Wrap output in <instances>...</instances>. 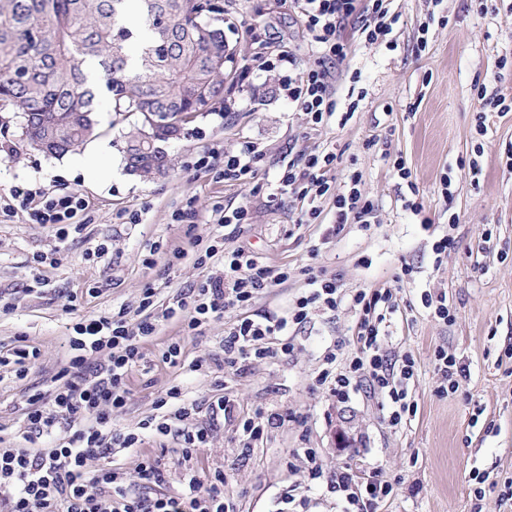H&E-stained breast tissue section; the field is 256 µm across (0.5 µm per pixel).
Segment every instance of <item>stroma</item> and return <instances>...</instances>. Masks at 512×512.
I'll return each instance as SVG.
<instances>
[{
    "label": "stroma",
    "instance_id": "1",
    "mask_svg": "<svg viewBox=\"0 0 512 512\" xmlns=\"http://www.w3.org/2000/svg\"><path fill=\"white\" fill-rule=\"evenodd\" d=\"M220 2L236 63L226 70L223 103L197 113L178 138L164 143L173 160L167 174L145 178L127 170L126 135L142 127L144 117L113 112L107 89L99 91L94 119L97 140L110 149L108 178L76 168L77 152L55 158L29 147L23 115L0 112V210L11 203L10 188L17 183L75 191L89 203L85 224L63 241L55 226L31 223L26 212L0 219V348L13 347L22 336L40 351L25 379L0 369V432L8 436L16 428L24 392L46 387L59 371L76 317L107 315L119 306L136 310L149 286L168 303L210 274V267L197 266L184 226L173 221L175 210L193 201L196 233L207 238L216 231V207L245 205L253 221L241 226L232 245L290 272L286 283L258 295L253 312L287 315L305 291L301 270L308 265L338 275L347 292L392 284L402 267L412 268V280L400 285V307L388 322L386 342L392 353L409 352L417 360L409 384L415 416L393 429L366 392L340 402L317 386L326 348L351 334L355 317L344 305L312 311L306 323L290 328L292 356L252 363L243 374L222 363L224 333L238 312H225L191 336L178 320L162 322L144 346L145 359L132 374L130 400L116 413V427H135L172 384L203 400L217 394L221 381L235 401V416L219 421L191 464L224 471L239 512H281L288 493L294 512H341L326 481L309 480L296 454L300 448L317 449L326 476L347 465L364 474L380 469L398 485L380 512H471L478 487L483 512H512V499L502 496L512 483V166L506 154L512 111L488 113L485 132H478L480 104L473 90L479 81L512 92V69L497 68L500 59L512 58V0H496L487 14L473 0H387L389 14L398 18L391 50L366 45L358 23L347 24L342 36L352 52L336 82L338 109L316 129L279 91L274 76L250 63L269 46L291 50L301 67L314 65L317 55L288 0ZM430 13L435 23H426ZM246 141L267 153L254 179L224 183L194 169L203 152H235ZM318 147L338 157L336 188H343L348 174H361V189L377 207L371 230L351 224L326 245L331 202H324L319 222L303 224L300 202L270 200L289 153ZM399 158L410 179L399 177ZM414 197L424 206L422 214L405 206ZM132 210L141 211V223H124ZM452 215L459 218L453 227ZM426 217L432 228L422 226ZM447 232L457 246L440 259L433 244ZM155 245L156 255L150 252ZM177 248L185 249V258L167 264V252ZM40 254L47 261L39 265L34 258ZM425 292L446 295L451 323L430 316L421 303ZM175 340L183 348L180 367L161 360ZM439 347L469 368L458 392L447 397L436 392L433 355ZM195 360L200 369L189 370ZM258 411H294L302 420L274 423L266 441L242 448L239 419ZM476 472L482 484L473 481Z\"/></svg>",
    "mask_w": 512,
    "mask_h": 512
}]
</instances>
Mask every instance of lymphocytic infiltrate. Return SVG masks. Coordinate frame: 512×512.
I'll return each mask as SVG.
<instances>
[{
	"label": "lymphocytic infiltrate",
	"instance_id": "f902f5d3",
	"mask_svg": "<svg viewBox=\"0 0 512 512\" xmlns=\"http://www.w3.org/2000/svg\"><path fill=\"white\" fill-rule=\"evenodd\" d=\"M312 45L316 65L300 68L295 54L285 49L267 50L254 57L259 68L280 75L282 92L303 112L312 127L323 126L336 111L332 80L348 59L351 48L340 36L349 21L362 23L365 41L383 45L393 21L385 0H292ZM265 155L251 142L235 153L200 155L194 166L225 181L255 178ZM337 156L326 150H303L282 167L277 181L279 194L309 203L308 215H321L319 199L333 201V235L350 224L370 228L376 207L359 187L358 174H350L344 191H336L330 173ZM11 196L34 224H69L88 204L75 192L49 195L17 184ZM222 235L211 236L196 253L198 265L222 257V274L209 276L191 289L176 306L156 311V292L145 288L137 313L126 309L109 316L80 318L73 325L70 354L47 390L26 393L18 435L24 447H0V512H236L227 493L222 472L194 469L182 474L184 489L170 495L164 488L171 463L165 456L142 451L145 435L178 440V454L190 459L205 447L210 425L232 415L233 402L217 394L206 400H186L180 385H173L153 402V412L132 429L112 426L114 414L130 398V375L143 359L142 346L154 338L160 318H180L185 332L198 330L229 310L242 316L224 336V364L241 371L247 363L274 360L294 354L296 345L288 334L311 310L336 311L349 303L356 319L349 338L334 341L323 357L317 376L343 400L350 393L369 388L381 399L383 417L390 427H401L416 405L407 385L415 375L416 360L406 353L389 359L383 349L382 324L399 308V291L391 287L362 288L344 295L337 277L309 273V290L297 298L289 316H250L254 299L263 291L287 281V267H273L244 246L225 247ZM207 412L208 424H196L195 414ZM139 451L137 474L141 491H133L124 474L112 465L114 450ZM343 503L342 512H377L391 497L395 485L380 471L360 476L353 468L329 478Z\"/></svg>",
	"mask_w": 512,
	"mask_h": 512
}]
</instances>
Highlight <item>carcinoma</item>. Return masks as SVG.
Masks as SVG:
<instances>
[{
    "instance_id": "obj_1",
    "label": "carcinoma",
    "mask_w": 512,
    "mask_h": 512,
    "mask_svg": "<svg viewBox=\"0 0 512 512\" xmlns=\"http://www.w3.org/2000/svg\"><path fill=\"white\" fill-rule=\"evenodd\" d=\"M130 0H0V110L24 115L27 144L62 157L90 139L102 69L112 111L139 112L127 134L129 171L162 174L171 165L160 143L224 96L234 51L212 0H136L149 33L129 54L123 24Z\"/></svg>"
}]
</instances>
